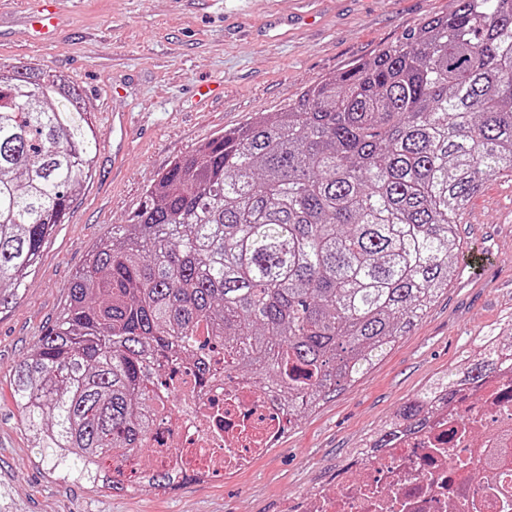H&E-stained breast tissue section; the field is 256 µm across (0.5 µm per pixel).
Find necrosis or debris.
I'll list each match as a JSON object with an SVG mask.
<instances>
[{
    "label": "necrosis or debris",
    "instance_id": "1",
    "mask_svg": "<svg viewBox=\"0 0 512 512\" xmlns=\"http://www.w3.org/2000/svg\"><path fill=\"white\" fill-rule=\"evenodd\" d=\"M175 420H162L137 453L116 457L112 476L130 488L146 484L150 467L180 481L232 480L251 469L281 440L288 414L279 395L251 380L215 375L190 383ZM512 421V377L501 376L463 392L418 432L391 448H374L341 467L331 488L288 499L284 512H512V441L499 436ZM495 452V469L480 465Z\"/></svg>",
    "mask_w": 512,
    "mask_h": 512
}]
</instances>
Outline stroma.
<instances>
[{"label": "stroma", "instance_id": "35a3bbf8", "mask_svg": "<svg viewBox=\"0 0 512 512\" xmlns=\"http://www.w3.org/2000/svg\"><path fill=\"white\" fill-rule=\"evenodd\" d=\"M451 0H63L52 47L25 17L42 0H0V65L72 81L100 134L90 179L0 312V512H268L306 496L428 381L494 330L512 336V179L488 180L457 233L484 270L448 290L359 381L300 415L279 448L234 480L115 496L63 477L36 455L11 383L22 356L59 316L76 274L113 225L127 223L177 159L321 79L373 58ZM129 113L112 129V115Z\"/></svg>", "mask_w": 512, "mask_h": 512}]
</instances>
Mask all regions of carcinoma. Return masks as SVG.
Instances as JSON below:
<instances>
[{
  "label": "carcinoma",
  "instance_id": "cac0c4a2",
  "mask_svg": "<svg viewBox=\"0 0 512 512\" xmlns=\"http://www.w3.org/2000/svg\"><path fill=\"white\" fill-rule=\"evenodd\" d=\"M453 8L278 112L200 145L112 225L61 316L15 368L33 448L61 473L144 450L153 386L211 359L302 412L365 375L448 290L455 228L486 180L512 177V0ZM0 310L31 274L98 135L79 90L0 67ZM512 373L492 332L376 433L425 425Z\"/></svg>",
  "mask_w": 512,
  "mask_h": 512
}]
</instances>
